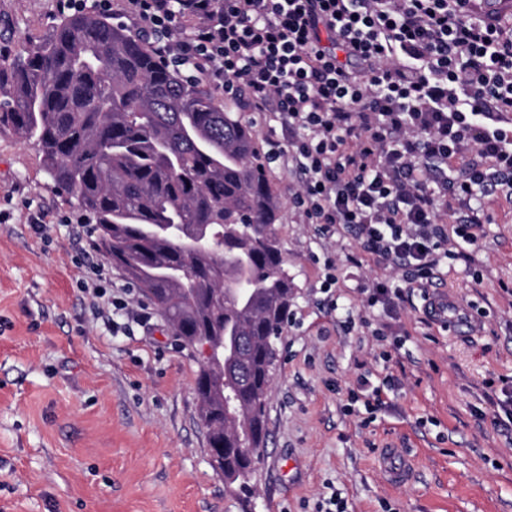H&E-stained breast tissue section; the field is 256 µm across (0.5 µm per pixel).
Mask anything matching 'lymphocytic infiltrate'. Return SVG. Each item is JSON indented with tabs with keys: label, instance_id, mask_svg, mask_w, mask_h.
I'll return each mask as SVG.
<instances>
[{
	"label": "lymphocytic infiltrate",
	"instance_id": "f902f5d3",
	"mask_svg": "<svg viewBox=\"0 0 512 512\" xmlns=\"http://www.w3.org/2000/svg\"><path fill=\"white\" fill-rule=\"evenodd\" d=\"M159 61L270 112L271 160L303 177L308 223L353 233L401 286L427 293L447 225L476 245L485 202L512 197V15L480 0H124Z\"/></svg>",
	"mask_w": 512,
	"mask_h": 512
}]
</instances>
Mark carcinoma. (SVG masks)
Instances as JSON below:
<instances>
[{"instance_id":"1","label":"carcinoma","mask_w":512,"mask_h":512,"mask_svg":"<svg viewBox=\"0 0 512 512\" xmlns=\"http://www.w3.org/2000/svg\"><path fill=\"white\" fill-rule=\"evenodd\" d=\"M8 126L94 224L97 245L184 345L209 342L200 417L224 481L251 492L294 299L257 133L147 44L93 12L64 16L14 63ZM240 337L226 356L224 341Z\"/></svg>"}]
</instances>
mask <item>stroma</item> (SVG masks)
<instances>
[{
    "mask_svg": "<svg viewBox=\"0 0 512 512\" xmlns=\"http://www.w3.org/2000/svg\"><path fill=\"white\" fill-rule=\"evenodd\" d=\"M59 19L55 0H0V68ZM267 176L296 298L248 498L210 465L196 352L128 293L41 154L0 129V512H319L334 494L347 512H512L498 405L512 381V200L439 265L434 296L477 319L460 333L417 295L364 308L366 288L400 273L306 223L291 167ZM329 258L340 282L327 290ZM100 267L103 298L90 291ZM389 449L407 458V481H390Z\"/></svg>",
    "mask_w": 512,
    "mask_h": 512,
    "instance_id": "1",
    "label": "stroma"
}]
</instances>
